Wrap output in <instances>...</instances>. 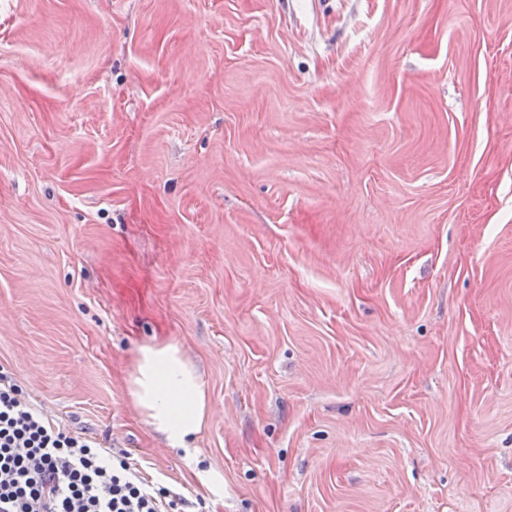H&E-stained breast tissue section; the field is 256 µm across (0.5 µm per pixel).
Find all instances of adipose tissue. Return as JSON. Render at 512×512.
Returning <instances> with one entry per match:
<instances>
[{"mask_svg":"<svg viewBox=\"0 0 512 512\" xmlns=\"http://www.w3.org/2000/svg\"><path fill=\"white\" fill-rule=\"evenodd\" d=\"M128 393L144 424L173 448H192L212 411L199 367L170 340L152 339L137 348Z\"/></svg>","mask_w":512,"mask_h":512,"instance_id":"ef3b65f1","label":"adipose tissue"}]
</instances>
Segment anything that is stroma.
<instances>
[{
  "label": "stroma",
  "mask_w": 512,
  "mask_h": 512,
  "mask_svg": "<svg viewBox=\"0 0 512 512\" xmlns=\"http://www.w3.org/2000/svg\"><path fill=\"white\" fill-rule=\"evenodd\" d=\"M0 365L206 512H512V0H0ZM128 393L154 435L173 448H194L212 403L199 367L178 343L155 338L142 343L131 364Z\"/></svg>",
  "instance_id": "1"
}]
</instances>
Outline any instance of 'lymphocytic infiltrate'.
Wrapping results in <instances>:
<instances>
[{
  "label": "lymphocytic infiltrate",
  "mask_w": 512,
  "mask_h": 512,
  "mask_svg": "<svg viewBox=\"0 0 512 512\" xmlns=\"http://www.w3.org/2000/svg\"><path fill=\"white\" fill-rule=\"evenodd\" d=\"M127 451L61 428L0 365V512H186Z\"/></svg>",
  "instance_id": "1"
}]
</instances>
